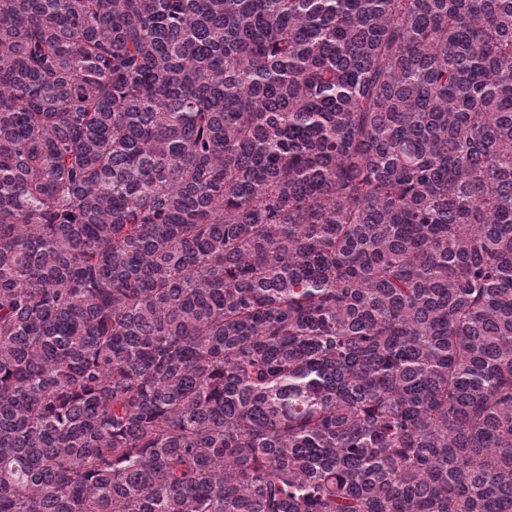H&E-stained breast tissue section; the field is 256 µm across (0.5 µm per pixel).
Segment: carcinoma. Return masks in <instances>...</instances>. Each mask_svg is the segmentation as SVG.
Listing matches in <instances>:
<instances>
[{
	"instance_id": "carcinoma-1",
	"label": "carcinoma",
	"mask_w": 512,
	"mask_h": 512,
	"mask_svg": "<svg viewBox=\"0 0 512 512\" xmlns=\"http://www.w3.org/2000/svg\"><path fill=\"white\" fill-rule=\"evenodd\" d=\"M0 512H512V0H0Z\"/></svg>"
}]
</instances>
